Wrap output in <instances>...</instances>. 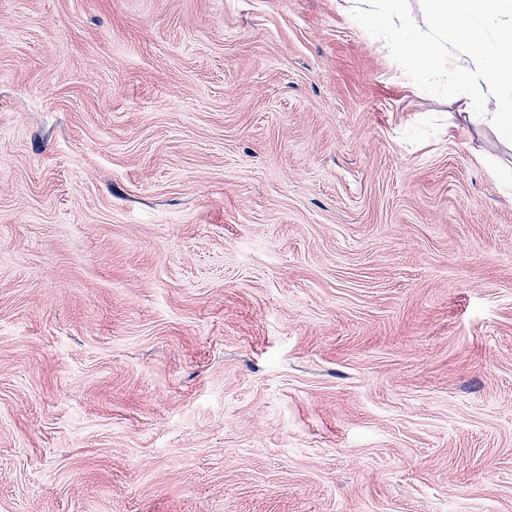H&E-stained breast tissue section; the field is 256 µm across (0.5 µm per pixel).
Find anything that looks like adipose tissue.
<instances>
[{
    "label": "adipose tissue",
    "mask_w": 512,
    "mask_h": 512,
    "mask_svg": "<svg viewBox=\"0 0 512 512\" xmlns=\"http://www.w3.org/2000/svg\"><path fill=\"white\" fill-rule=\"evenodd\" d=\"M352 17L383 20L379 51L399 63L407 81L425 73L456 84L460 115L512 141V77L504 78L494 46L512 42V0H420L417 11L394 10L387 0H336Z\"/></svg>",
    "instance_id": "ef3b65f1"
}]
</instances>
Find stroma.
<instances>
[{"label": "stroma", "instance_id": "stroma-1", "mask_svg": "<svg viewBox=\"0 0 512 512\" xmlns=\"http://www.w3.org/2000/svg\"><path fill=\"white\" fill-rule=\"evenodd\" d=\"M336 0H0V512H512V145Z\"/></svg>", "mask_w": 512, "mask_h": 512}]
</instances>
